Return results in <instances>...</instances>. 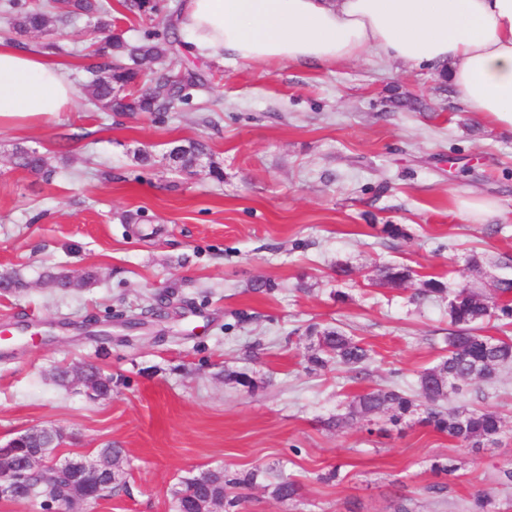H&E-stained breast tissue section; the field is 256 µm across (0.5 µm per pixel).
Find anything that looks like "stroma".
<instances>
[{
    "mask_svg": "<svg viewBox=\"0 0 512 512\" xmlns=\"http://www.w3.org/2000/svg\"><path fill=\"white\" fill-rule=\"evenodd\" d=\"M164 2L142 18L112 0L115 30L163 32L177 0ZM53 39L54 62L83 84L86 23H56ZM168 71L208 86L170 112H101L82 97L0 126V273L25 284L0 294V443L47 427L67 436L62 458L122 449L124 482L86 512H169L171 488L215 465L300 487L290 502L246 489L240 512H473L480 495L512 512L500 477L512 468V366L461 399L501 416L491 448L412 418L385 432L326 425L354 395L414 382L445 354L448 299H418L423 280L489 294L512 278V134L466 111L442 69L234 63L180 46ZM191 140L205 157L174 170L170 150ZM19 147L53 175L16 166ZM462 198L497 209L472 219ZM385 264L416 275L384 283ZM51 269L81 286L46 285ZM311 324L360 340L365 370L308 372ZM82 363L111 375V397L55 382ZM241 371L255 389L224 378ZM436 460L459 469L435 474Z\"/></svg>",
    "mask_w": 512,
    "mask_h": 512,
    "instance_id": "stroma-1",
    "label": "stroma"
}]
</instances>
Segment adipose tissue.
Wrapping results in <instances>:
<instances>
[{
	"mask_svg": "<svg viewBox=\"0 0 512 512\" xmlns=\"http://www.w3.org/2000/svg\"><path fill=\"white\" fill-rule=\"evenodd\" d=\"M203 58L448 68L463 107L512 132V0H180ZM77 90L39 50L0 43V123L70 109Z\"/></svg>",
	"mask_w": 512,
	"mask_h": 512,
	"instance_id": "adipose-tissue-1",
	"label": "adipose tissue"
}]
</instances>
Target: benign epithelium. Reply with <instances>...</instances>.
Masks as SVG:
<instances>
[{
    "label": "benign epithelium",
    "mask_w": 512,
    "mask_h": 512,
    "mask_svg": "<svg viewBox=\"0 0 512 512\" xmlns=\"http://www.w3.org/2000/svg\"><path fill=\"white\" fill-rule=\"evenodd\" d=\"M89 368L77 367L71 370V385L87 394L112 396V377L104 375L96 388L86 384ZM46 432L44 428H32L12 437L0 445V499L10 500L29 494L28 472L39 468L64 469L67 483L61 494L71 500L70 510L95 494L101 481L113 479L112 466L84 455H76L64 460L57 454H46L39 448V440Z\"/></svg>",
    "instance_id": "benign-epithelium-1"
}]
</instances>
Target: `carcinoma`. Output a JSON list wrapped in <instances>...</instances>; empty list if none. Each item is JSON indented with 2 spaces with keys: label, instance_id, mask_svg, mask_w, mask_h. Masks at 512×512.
<instances>
[{
  "label": "carcinoma",
  "instance_id": "obj_1",
  "mask_svg": "<svg viewBox=\"0 0 512 512\" xmlns=\"http://www.w3.org/2000/svg\"><path fill=\"white\" fill-rule=\"evenodd\" d=\"M160 0H124V7L136 15L160 10ZM9 15V25L20 32L49 31L51 23L67 18H86L97 62L89 67L91 80L85 85L89 101L106 112H169L175 102L185 101V90L203 85L202 79L191 75L173 79L166 73L148 77L142 65L164 63L180 44L176 32L150 42L130 43L112 34V4L108 0H53L49 9L30 6L25 0H5L0 6ZM204 154V145L191 141L169 154L170 160L188 170ZM15 165L47 176L53 170L47 158L35 148L19 147L14 153ZM382 278L391 284H402L413 278V271L404 266L381 267ZM448 295V318L454 330L448 335V354L433 367L419 373L416 383L404 388L399 384L377 388L357 395L344 416L328 419V426L340 428L354 420H367L385 414L387 421L398 426L408 416H418L417 423L430 426L448 435L464 448H489L503 433V421L493 412L445 406L454 395L468 386L492 380L497 372L512 364V338L485 336L478 325L495 319L512 325V279L497 281L490 294L462 286L449 290L433 277L422 283L420 295ZM303 336L309 341L307 363L317 370L336 363L351 369H362L370 358L369 349L337 327L307 326ZM264 471L255 468L240 476L226 468L206 469L192 477L182 478L170 491V512H190L196 502L207 508L224 504L225 512H236L245 500L242 490L255 485ZM67 481L64 471L38 473L30 478L31 497L43 504L53 502L55 491ZM271 495L278 500H294L299 494L296 481L282 477L270 484Z\"/></svg>",
  "mask_w": 512,
  "mask_h": 512
}]
</instances>
